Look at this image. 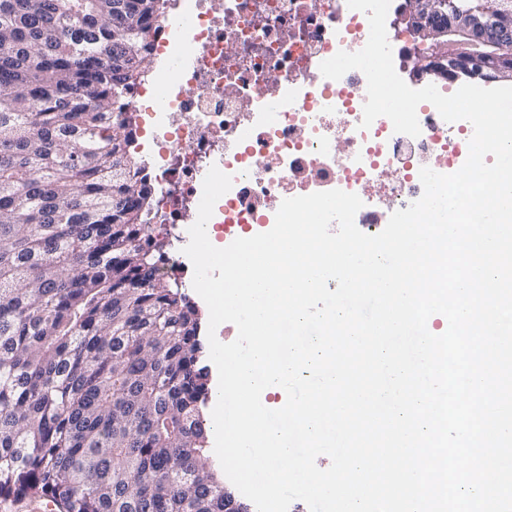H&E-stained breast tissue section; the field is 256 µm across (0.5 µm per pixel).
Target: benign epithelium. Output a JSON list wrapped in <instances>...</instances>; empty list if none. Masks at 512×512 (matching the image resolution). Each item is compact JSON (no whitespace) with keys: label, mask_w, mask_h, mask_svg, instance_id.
Wrapping results in <instances>:
<instances>
[{"label":"benign epithelium","mask_w":512,"mask_h":512,"mask_svg":"<svg viewBox=\"0 0 512 512\" xmlns=\"http://www.w3.org/2000/svg\"><path fill=\"white\" fill-rule=\"evenodd\" d=\"M451 0H412L395 26L432 40L433 53L412 72L457 81L512 82V0H493L475 10L450 9Z\"/></svg>","instance_id":"benign-epithelium-1"}]
</instances>
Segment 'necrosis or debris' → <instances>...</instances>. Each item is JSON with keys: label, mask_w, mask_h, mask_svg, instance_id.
Returning a JSON list of instances; mask_svg holds the SVG:
<instances>
[{"label": "necrosis or debris", "mask_w": 512, "mask_h": 512, "mask_svg": "<svg viewBox=\"0 0 512 512\" xmlns=\"http://www.w3.org/2000/svg\"><path fill=\"white\" fill-rule=\"evenodd\" d=\"M159 19L154 50L165 64L132 94L153 141V223L189 242L210 167L232 176L206 225L210 241H233L270 224L284 199L374 187L355 222L375 234L379 207L407 209L423 194L419 172L447 171L468 147L470 124L446 122L431 103L417 109L411 137L388 118L361 128L367 80L358 70L322 76L339 51L361 50L365 13L347 0H177Z\"/></svg>", "instance_id": "obj_1"}]
</instances>
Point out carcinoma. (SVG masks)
<instances>
[{"mask_svg": "<svg viewBox=\"0 0 512 512\" xmlns=\"http://www.w3.org/2000/svg\"><path fill=\"white\" fill-rule=\"evenodd\" d=\"M168 0H0V497L250 512L210 461L201 323L130 147Z\"/></svg>", "mask_w": 512, "mask_h": 512, "instance_id": "obj_1", "label": "carcinoma"}]
</instances>
